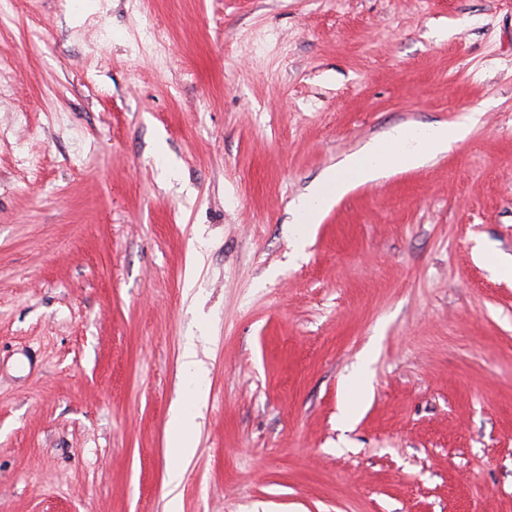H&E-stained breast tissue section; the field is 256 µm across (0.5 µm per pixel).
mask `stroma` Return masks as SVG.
<instances>
[{"label":"stroma","instance_id":"35a3bbf8","mask_svg":"<svg viewBox=\"0 0 512 512\" xmlns=\"http://www.w3.org/2000/svg\"><path fill=\"white\" fill-rule=\"evenodd\" d=\"M500 257L512 0H0V512H512ZM466 124L440 125L421 133L405 125L386 132L381 141L367 144L327 170L319 184L295 204L299 224H315L317 213L359 185L376 181L391 168H419L430 156L447 152L466 133ZM168 429L169 440L176 458L175 464L169 471V481L171 484H176L182 477L179 463L191 458L196 449L191 415L184 409L182 403H177L171 409Z\"/></svg>","mask_w":512,"mask_h":512}]
</instances>
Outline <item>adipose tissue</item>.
I'll list each match as a JSON object with an SVG mask.
<instances>
[{"label":"adipose tissue","instance_id":"1","mask_svg":"<svg viewBox=\"0 0 512 512\" xmlns=\"http://www.w3.org/2000/svg\"><path fill=\"white\" fill-rule=\"evenodd\" d=\"M465 133L462 124H444L420 133L404 125L391 128L381 141L367 144L327 170L311 193L298 200L295 209L300 223H315L322 207L333 204L357 186L380 179L391 168L421 167L430 156L448 151ZM168 429L177 460L169 471V481L175 484L182 477L181 461L195 453L191 415L183 405L173 406Z\"/></svg>","mask_w":512,"mask_h":512}]
</instances>
